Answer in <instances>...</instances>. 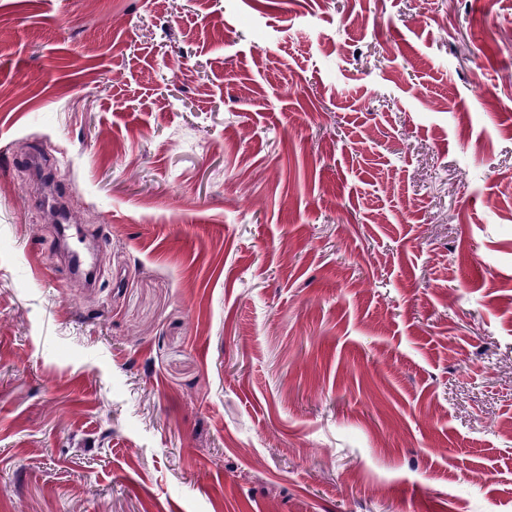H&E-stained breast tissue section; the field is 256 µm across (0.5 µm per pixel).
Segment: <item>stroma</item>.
Listing matches in <instances>:
<instances>
[{
	"instance_id": "obj_1",
	"label": "stroma",
	"mask_w": 512,
	"mask_h": 512,
	"mask_svg": "<svg viewBox=\"0 0 512 512\" xmlns=\"http://www.w3.org/2000/svg\"><path fill=\"white\" fill-rule=\"evenodd\" d=\"M460 507L512 512V0H0V512ZM74 228V232L72 229ZM59 242L65 244L68 257V266L71 271L79 272L82 267L94 268L96 252L102 249V241L96 238L93 251H84V237L77 227L72 224L62 225L57 232Z\"/></svg>"
}]
</instances>
